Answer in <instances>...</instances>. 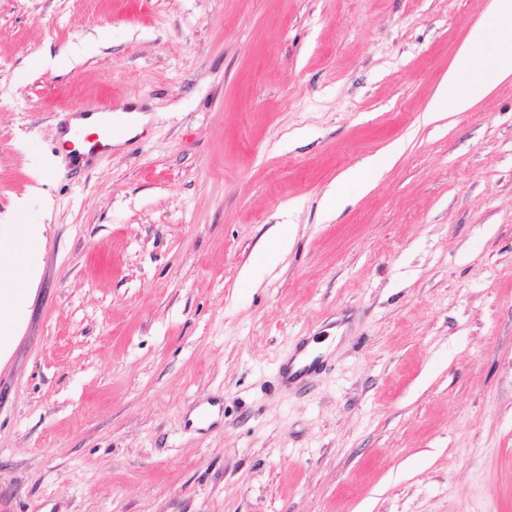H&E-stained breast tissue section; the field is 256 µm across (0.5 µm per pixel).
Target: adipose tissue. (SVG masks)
I'll list each match as a JSON object with an SVG mask.
<instances>
[{"label":"adipose tissue","instance_id":"adipose-tissue-1","mask_svg":"<svg viewBox=\"0 0 512 512\" xmlns=\"http://www.w3.org/2000/svg\"><path fill=\"white\" fill-rule=\"evenodd\" d=\"M468 40L492 46V54L478 58L459 53L435 93L431 111L468 110L497 84L512 78V0H493ZM43 231L40 224L0 225V363L10 356L22 333L24 310L39 281Z\"/></svg>","mask_w":512,"mask_h":512}]
</instances>
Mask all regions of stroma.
I'll return each instance as SVG.
<instances>
[{"label":"stroma","instance_id":"stroma-1","mask_svg":"<svg viewBox=\"0 0 512 512\" xmlns=\"http://www.w3.org/2000/svg\"><path fill=\"white\" fill-rule=\"evenodd\" d=\"M491 2L0 0V512H512V78L426 115ZM87 101L148 121L76 170ZM43 231L40 224L0 225V364L22 333L24 310L39 281Z\"/></svg>","mask_w":512,"mask_h":512}]
</instances>
